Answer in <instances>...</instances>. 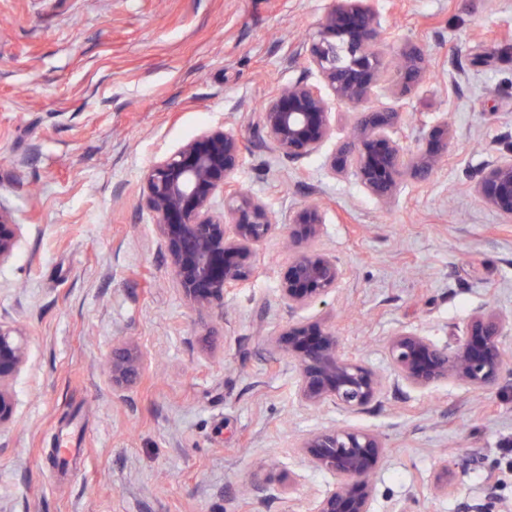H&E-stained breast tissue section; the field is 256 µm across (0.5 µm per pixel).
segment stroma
<instances>
[{"mask_svg": "<svg viewBox=\"0 0 512 512\" xmlns=\"http://www.w3.org/2000/svg\"><path fill=\"white\" fill-rule=\"evenodd\" d=\"M372 5L392 30L385 54L419 48L427 72L404 95L374 88L369 106H401L411 150L419 120L444 116L456 132L435 175L404 176L386 205L331 176L326 151L289 162L255 133L272 90L306 77L295 53L332 0H0V203L23 226L0 266V317L22 325L29 352L0 430L9 512H305L334 479L294 444L331 423L383 440L373 512L395 499L512 512V359L480 393L391 385L355 414L305 409L269 343L288 321L280 238L259 248L260 275L202 316L139 204L153 160L226 126L246 147L232 175L242 190L284 215L324 209L320 245L346 276L315 312L346 352L387 374L396 329L445 346L474 311L512 319V220L469 184L512 148V0ZM119 338L146 356L120 394L106 370ZM64 439L66 466L54 459Z\"/></svg>", "mask_w": 512, "mask_h": 512, "instance_id": "1", "label": "stroma"}]
</instances>
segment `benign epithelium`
<instances>
[{"instance_id":"obj_1","label":"benign epithelium","mask_w":512,"mask_h":512,"mask_svg":"<svg viewBox=\"0 0 512 512\" xmlns=\"http://www.w3.org/2000/svg\"><path fill=\"white\" fill-rule=\"evenodd\" d=\"M390 38L370 0H334L299 51L317 80L302 78L277 87L257 121L260 139L277 157L294 162L332 138L333 105L358 110L351 140L336 144L326 165L334 176L352 172L363 191L381 204L394 198L407 172L421 183L429 181L455 136L446 119L422 120L419 140L426 147L409 152L396 137L405 113L365 107L372 90L387 81L381 47ZM398 56L395 81L404 93L420 83L427 60L417 48L402 47ZM243 160L237 133L204 128L150 165L141 202L154 219L174 286L200 311L224 305V296L255 277L259 247L277 231L284 232L295 251L283 272L280 296L295 316L335 294L344 270L335 257L315 246L324 233L323 208L305 205L283 220L268 204L228 181ZM472 189L511 220L512 149L483 165ZM21 236L22 224L0 204V266L13 258ZM511 334V319L479 310L449 347L417 330L400 329L388 339L386 353L394 380L408 388L452 383L483 390L503 373L505 340ZM269 342L292 363L296 398L309 410L331 403L347 412L361 411L388 383L383 373L346 354L336 332L314 316L289 321ZM27 361L23 329L0 320V429L14 418L13 384ZM144 363L134 343H113L108 363L112 389L137 384ZM295 450L312 469L334 477L333 489L310 499L308 512H372L371 476L386 454L377 434L333 425L301 437Z\"/></svg>"}]
</instances>
